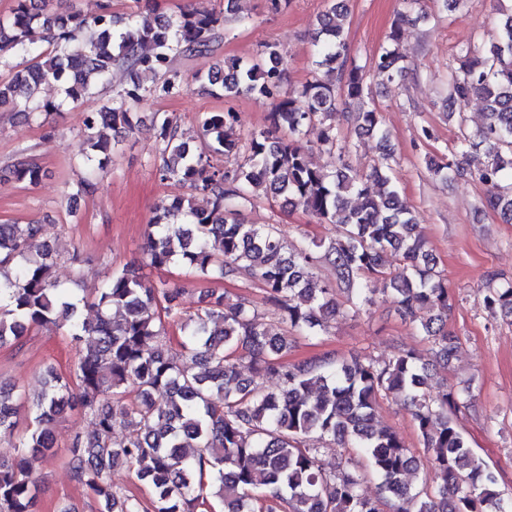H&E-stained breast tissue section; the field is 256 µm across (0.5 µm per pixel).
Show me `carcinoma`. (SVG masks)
Wrapping results in <instances>:
<instances>
[{"label": "carcinoma", "mask_w": 512, "mask_h": 512, "mask_svg": "<svg viewBox=\"0 0 512 512\" xmlns=\"http://www.w3.org/2000/svg\"><path fill=\"white\" fill-rule=\"evenodd\" d=\"M146 9L118 16L102 0L92 17L71 0H16L0 21V110L29 118L76 105L107 84L112 69L128 83L98 112L83 119L86 163L98 170L111 160V146L131 133L137 108L149 99L183 94L193 82L226 99L269 102L266 128L243 135L230 110L202 112L192 129L177 117L154 113L159 138L155 174L187 193L156 210L145 254L150 266L177 264L198 278L248 275L264 292L273 314L293 332L310 338L328 333L339 316L359 315L376 295L394 299L401 318L415 325L435 363L404 349L391 359L371 356L339 361L330 353L287 360L291 337L273 335L245 296L208 290L196 312L181 308L183 289L144 278L124 267L99 288L74 296L50 275L55 248L40 243L42 225L0 224V347H19L34 328L64 329L80 357L69 375L49 372L48 391L30 412L14 459L0 462V512H36L41 480L31 461L57 455L56 424L77 411L94 436L74 435L67 450L72 478L107 512H512L495 470L471 449L453 415L471 397V382L432 390L436 367L451 364L459 338L448 330L452 307L448 283L437 270L418 230V217L401 199L389 174L390 134L369 102L366 72L382 83L403 76L400 37L421 19L420 0H402L388 43L370 66L348 54L346 0H331L316 19L318 73L285 91L283 51L266 44L251 60L210 61L231 23H242L235 0L210 9ZM200 59L187 74L175 60ZM451 74L448 110L463 113L474 97L485 102L479 132L460 133L449 154L426 161L448 181L469 158L486 187L481 205L512 223V13L491 34L489 49L458 52ZM57 83L63 97H41ZM378 139L381 161L363 174L344 162L352 144L339 137L342 121ZM321 130L318 150L327 165L313 166L306 136ZM113 132L108 140L105 130ZM14 179L38 184L45 170L25 159ZM302 206L340 235L287 250L274 224H251L246 211L259 195ZM206 200L198 207L197 198ZM397 257L399 274L385 257ZM328 264L332 277L317 269ZM346 293V305L336 289ZM91 304L94 321L80 309ZM484 305L493 316L512 317V281L491 284ZM278 379L267 390L242 369ZM402 396L423 447L431 477L407 478L420 462L396 431L375 424L380 399ZM21 397L0 388V436L18 427ZM138 433L129 434V428ZM315 434L325 444L349 449L335 468L321 463V448L307 446ZM136 469L147 499L112 484L117 463ZM365 466L379 480L365 494L358 474Z\"/></svg>", "instance_id": "obj_1"}]
</instances>
